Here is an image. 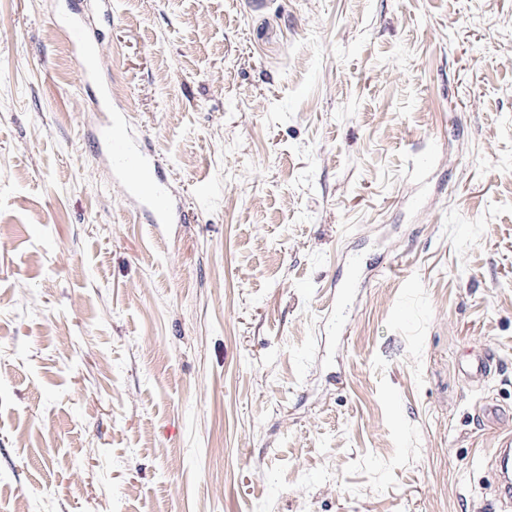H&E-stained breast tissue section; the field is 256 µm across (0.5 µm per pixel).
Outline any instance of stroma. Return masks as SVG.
I'll use <instances>...</instances> for the list:
<instances>
[{"label": "stroma", "instance_id": "obj_1", "mask_svg": "<svg viewBox=\"0 0 512 512\" xmlns=\"http://www.w3.org/2000/svg\"><path fill=\"white\" fill-rule=\"evenodd\" d=\"M64 11L0 0V512H487L512 0H112L84 62ZM88 64L185 223L113 186Z\"/></svg>", "mask_w": 512, "mask_h": 512}]
</instances>
